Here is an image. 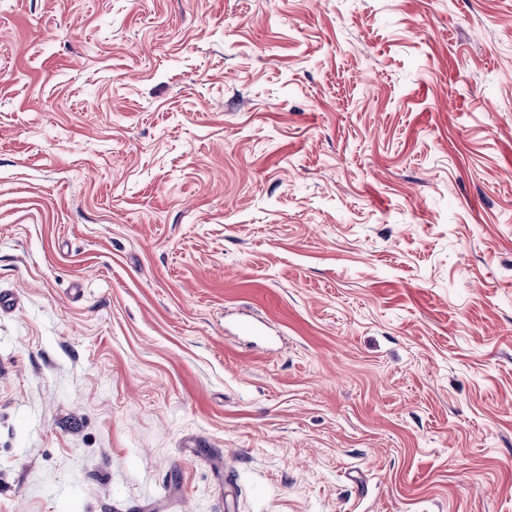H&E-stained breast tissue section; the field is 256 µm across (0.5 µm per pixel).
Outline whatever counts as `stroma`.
I'll list each match as a JSON object with an SVG mask.
<instances>
[{"instance_id": "1", "label": "stroma", "mask_w": 512, "mask_h": 512, "mask_svg": "<svg viewBox=\"0 0 512 512\" xmlns=\"http://www.w3.org/2000/svg\"><path fill=\"white\" fill-rule=\"evenodd\" d=\"M0 296V512H512V0H0Z\"/></svg>"}]
</instances>
